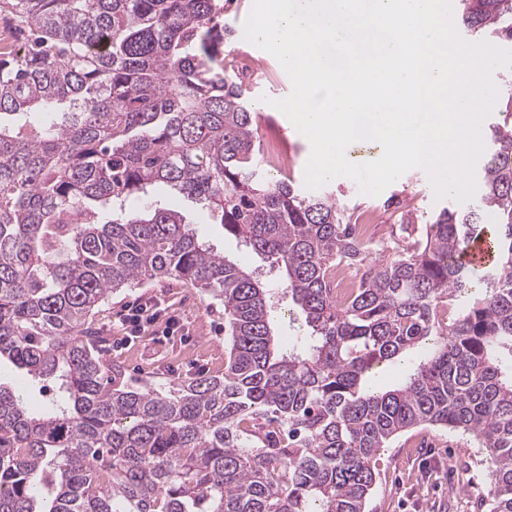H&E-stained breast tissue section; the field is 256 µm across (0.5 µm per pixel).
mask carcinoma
Instances as JSON below:
<instances>
[{"mask_svg": "<svg viewBox=\"0 0 512 512\" xmlns=\"http://www.w3.org/2000/svg\"><path fill=\"white\" fill-rule=\"evenodd\" d=\"M461 2L459 24L512 49V0ZM0 16L25 35L0 52V361L56 395L35 412L0 381V512H366L377 452L424 425L472 435L490 512H512V125L485 133L479 203L339 301L328 267L368 253L331 202L259 176L224 0H0ZM499 106L512 115V71ZM156 184L278 269L308 332L278 335L256 270L179 211L135 209ZM486 229L496 262L478 276L457 254ZM167 280L224 305V373L135 386L91 322L112 293Z\"/></svg>", "mask_w": 512, "mask_h": 512, "instance_id": "cac0c4a2", "label": "carcinoma"}]
</instances>
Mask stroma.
I'll use <instances>...</instances> for the list:
<instances>
[{
    "label": "stroma",
    "mask_w": 512,
    "mask_h": 512,
    "mask_svg": "<svg viewBox=\"0 0 512 512\" xmlns=\"http://www.w3.org/2000/svg\"><path fill=\"white\" fill-rule=\"evenodd\" d=\"M252 0H229L224 10V63L233 78L247 88L258 115L260 135L275 134L279 140L283 168H265L267 181L290 178L303 187L310 145L271 102L288 96L292 86L278 60L269 52L255 50L239 41ZM347 216L369 212L379 224L393 227L400 246L411 244L426 224L443 209L455 208L450 199L436 200L428 175L409 171L376 196L360 193L349 178L337 177L317 190ZM152 206L177 207L198 235L225 256L257 267L268 287L277 288L279 276L244 244L226 236L207 206L172 195L164 185H156L149 198ZM142 298L160 300L167 315L179 326L173 335H164V321H157L155 338L122 343L120 321L126 308ZM99 324L109 333L104 348L106 359L121 361L135 380L155 378L179 383L224 367V307L208 296L186 303L176 284L145 283L114 293L99 316ZM377 479L368 500L369 512H475L478 500L487 497L488 468L474 438L466 433L436 427L406 431L389 447L380 449L376 462Z\"/></svg>",
    "instance_id": "1"
}]
</instances>
